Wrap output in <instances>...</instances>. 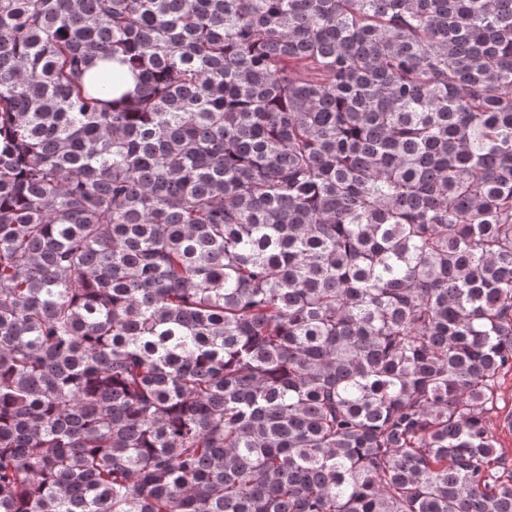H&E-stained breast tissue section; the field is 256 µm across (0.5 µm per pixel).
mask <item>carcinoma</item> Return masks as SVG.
Returning <instances> with one entry per match:
<instances>
[{
  "mask_svg": "<svg viewBox=\"0 0 512 512\" xmlns=\"http://www.w3.org/2000/svg\"><path fill=\"white\" fill-rule=\"evenodd\" d=\"M504 371L512 0H0V512H512ZM496 412L490 419L489 429L497 442L498 448H502L507 462L512 460V419L510 429L508 424H503L501 416L510 414L512 418V371L503 372L499 379L497 390Z\"/></svg>",
  "mask_w": 512,
  "mask_h": 512,
  "instance_id": "1",
  "label": "carcinoma"
}]
</instances>
